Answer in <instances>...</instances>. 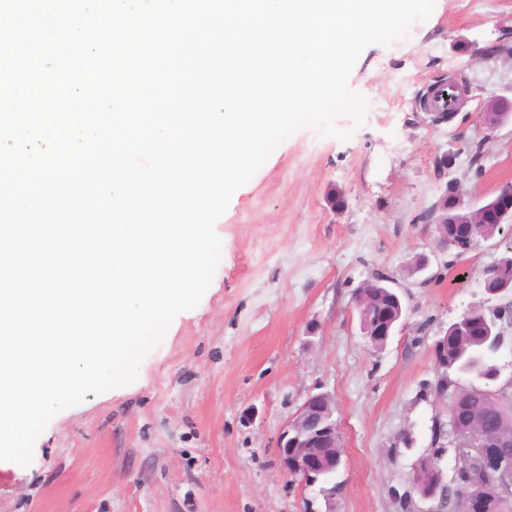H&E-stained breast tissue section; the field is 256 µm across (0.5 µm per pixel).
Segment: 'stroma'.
<instances>
[{"label": "stroma", "instance_id": "obj_1", "mask_svg": "<svg viewBox=\"0 0 512 512\" xmlns=\"http://www.w3.org/2000/svg\"><path fill=\"white\" fill-rule=\"evenodd\" d=\"M454 80L468 90L448 123L419 98ZM350 87L369 107L345 142L304 128L280 144L232 198L215 230L222 258L200 303L180 313L137 379L56 414L23 467L0 461V512H430L413 491L436 455L451 482L449 395L434 341L464 311L505 305L482 272L512 243L502 234L463 255L438 247L420 214L446 181L440 157L484 143V172L454 175L475 204L512 181V0H436L405 38L364 50ZM345 199L342 210L326 200ZM428 268L410 274L418 256ZM385 277L406 323L381 349L362 336L354 290ZM336 401L344 465L335 495L283 471L276 440L307 395Z\"/></svg>", "mask_w": 512, "mask_h": 512}]
</instances>
